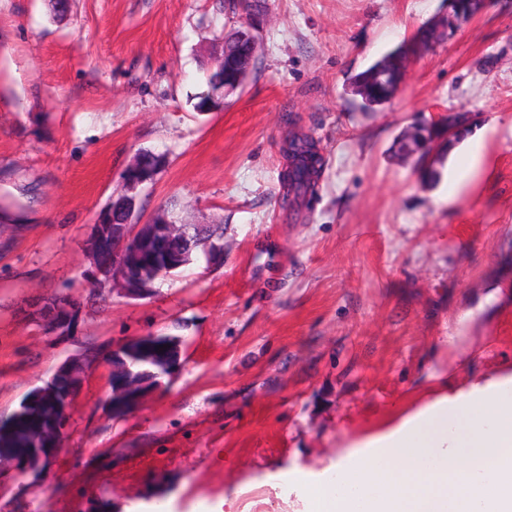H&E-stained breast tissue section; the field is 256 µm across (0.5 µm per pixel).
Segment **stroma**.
I'll return each mask as SVG.
<instances>
[{"label": "stroma", "mask_w": 512, "mask_h": 512, "mask_svg": "<svg viewBox=\"0 0 512 512\" xmlns=\"http://www.w3.org/2000/svg\"><path fill=\"white\" fill-rule=\"evenodd\" d=\"M67 2L0 0V430L63 396L0 512H310L370 437L512 385V0L452 29L448 0H267L251 75L207 112L227 0ZM430 25L358 111L348 78ZM452 113L488 132L423 184L397 141ZM293 133L322 165L288 205ZM143 150L168 164L134 222L220 224L224 251L92 291L96 215ZM147 337L169 372L118 400L113 353Z\"/></svg>", "instance_id": "35a3bbf8"}]
</instances>
